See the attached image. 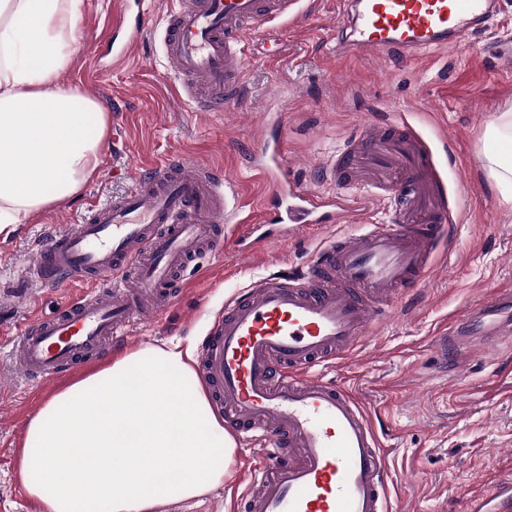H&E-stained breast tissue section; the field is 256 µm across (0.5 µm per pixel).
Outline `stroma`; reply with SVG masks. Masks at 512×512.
<instances>
[{
	"label": "stroma",
	"mask_w": 512,
	"mask_h": 512,
	"mask_svg": "<svg viewBox=\"0 0 512 512\" xmlns=\"http://www.w3.org/2000/svg\"><path fill=\"white\" fill-rule=\"evenodd\" d=\"M113 0H83L74 53L65 82L85 85L100 72L111 114L106 146L95 177L83 190L35 221L0 232V284L17 285L22 264L59 229L60 215L79 223L92 205L127 191L142 169L180 154L218 168L238 186L242 211L258 220L273 183L253 164L264 129L279 127L284 170L311 191L333 193L319 165L363 124L405 123L438 151L449 201L458 202L451 246L442 248L440 274L410 301L374 324L340 363L322 369L325 378L353 389L371 412L387 458L390 501L399 512H459L464 494L482 490L512 472V400L485 392L489 380L511 372L498 355L472 358L456 372L452 356L430 339L486 291L512 287V207L487 178L482 160L491 143L488 124L512 103V0L471 39L467 49L431 50L401 63L393 59H344L334 51L338 0H302L296 22L276 20L241 39L250 96L238 111L202 112L182 100L177 81L153 33L172 0H143L147 31L136 56L122 67L97 58L96 46L112 26ZM447 136L450 154L438 150ZM385 201L370 204L359 222L316 228L297 240L279 238L244 257L236 250L205 256L182 274L176 303L155 322L135 324V346L171 339L198 343L224 302L238 290L275 272L304 265L328 234L388 225ZM81 283L65 282L0 311L14 328L50 314L78 295ZM69 376L36 387L0 380V512H37L26 494L16 457L29 420L66 387ZM257 442L236 443L223 485L197 501L162 512H242L249 472L242 459L257 458Z\"/></svg>",
	"instance_id": "35a3bbf8"
}]
</instances>
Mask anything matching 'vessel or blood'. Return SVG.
<instances>
[{"mask_svg":"<svg viewBox=\"0 0 512 512\" xmlns=\"http://www.w3.org/2000/svg\"><path fill=\"white\" fill-rule=\"evenodd\" d=\"M299 0H177L158 30L162 54L181 92L208 110L246 101L241 36L295 15ZM497 0H342L337 54L405 60L418 52L467 44ZM136 0H113L112 35L101 55L123 65L144 28ZM275 194L239 252L256 253L278 234L352 222L363 196L319 195L282 177L280 139L258 150ZM327 181L349 177L389 202L382 228L334 235L296 271L269 275L224 303L201 341L200 379L224 429L258 441L246 512H392L385 453L366 406L315 369L349 353L370 322L389 317L414 288L437 273V251L452 233L447 186L434 152L409 126L367 123L323 164ZM237 190L190 156L141 172L112 201L55 234L23 272L45 287H92L10 339L7 371L47 385L79 362L130 341L133 320H153L178 298V276L218 254L220 223H238ZM512 338V290L499 291L435 336L436 347H495ZM463 512H512V480L465 497Z\"/></svg>","mask_w":512,"mask_h":512,"instance_id":"obj_1","label":"vessel or blood"}]
</instances>
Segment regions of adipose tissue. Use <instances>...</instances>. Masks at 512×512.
Here are the masks:
<instances>
[{"label":"adipose tissue","instance_id":"1","mask_svg":"<svg viewBox=\"0 0 512 512\" xmlns=\"http://www.w3.org/2000/svg\"><path fill=\"white\" fill-rule=\"evenodd\" d=\"M82 0H0V231L78 194L111 116L61 82ZM483 167L512 204V106L486 131ZM234 443L214 413L192 345L129 351L47 400L19 460L42 512H155L224 482Z\"/></svg>","mask_w":512,"mask_h":512}]
</instances>
